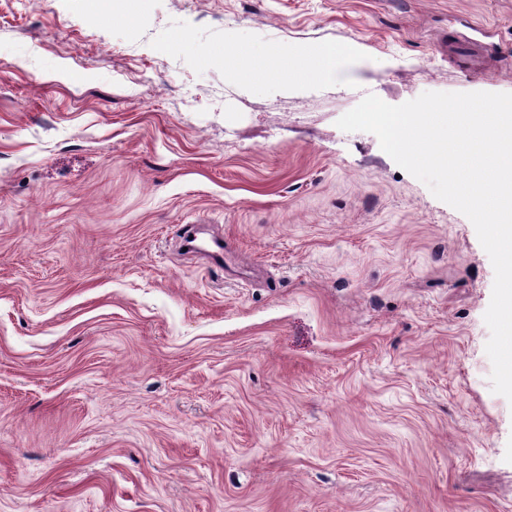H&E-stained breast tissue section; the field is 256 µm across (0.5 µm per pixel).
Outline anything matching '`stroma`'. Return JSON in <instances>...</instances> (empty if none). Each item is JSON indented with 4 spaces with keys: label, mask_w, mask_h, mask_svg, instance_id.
<instances>
[{
    "label": "stroma",
    "mask_w": 512,
    "mask_h": 512,
    "mask_svg": "<svg viewBox=\"0 0 512 512\" xmlns=\"http://www.w3.org/2000/svg\"><path fill=\"white\" fill-rule=\"evenodd\" d=\"M89 2L0 0V512H512L491 260L336 125L512 93V0ZM353 51L351 47H341L331 43L305 47L298 51V55L303 60L275 73L280 74L289 85L305 83L309 78L317 81L331 80L340 74L346 56Z\"/></svg>",
    "instance_id": "obj_1"
}]
</instances>
